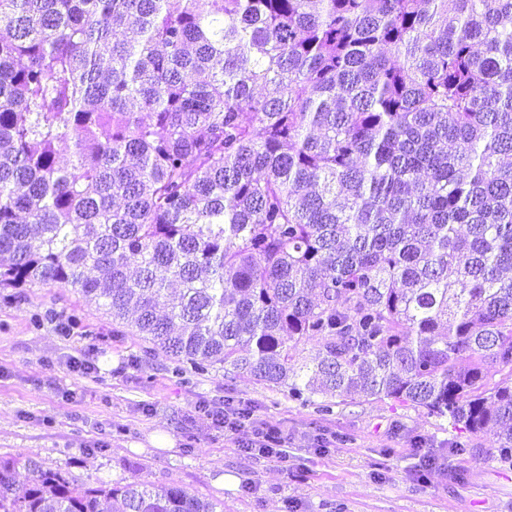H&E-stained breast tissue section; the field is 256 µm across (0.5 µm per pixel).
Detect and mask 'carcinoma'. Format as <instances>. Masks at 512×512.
Segmentation results:
<instances>
[{"mask_svg": "<svg viewBox=\"0 0 512 512\" xmlns=\"http://www.w3.org/2000/svg\"><path fill=\"white\" fill-rule=\"evenodd\" d=\"M0 28V288H78L178 375L496 427L512 466V0H0ZM218 506L0 459V512Z\"/></svg>", "mask_w": 512, "mask_h": 512, "instance_id": "cac0c4a2", "label": "carcinoma"}]
</instances>
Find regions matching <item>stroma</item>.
<instances>
[{
  "instance_id": "obj_1",
  "label": "stroma",
  "mask_w": 512,
  "mask_h": 512,
  "mask_svg": "<svg viewBox=\"0 0 512 512\" xmlns=\"http://www.w3.org/2000/svg\"><path fill=\"white\" fill-rule=\"evenodd\" d=\"M79 316L72 335L57 317ZM78 289L0 288V458L29 457L75 483H175L224 512H512V469L492 435L388 399L316 413L232 371L176 381L164 353L112 333ZM98 371H70L71 358ZM250 410L282 428L288 459L242 451L205 409ZM438 460L419 480L421 453Z\"/></svg>"
}]
</instances>
